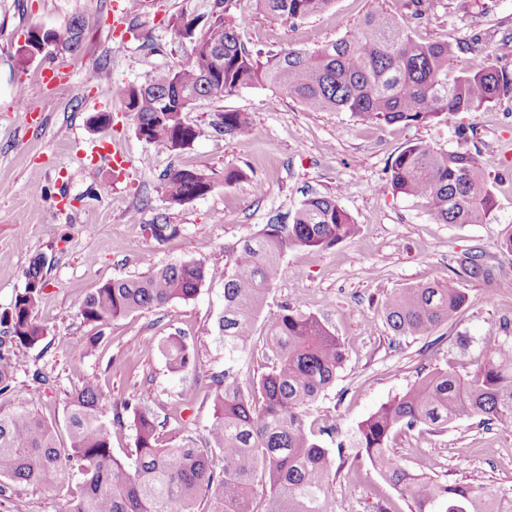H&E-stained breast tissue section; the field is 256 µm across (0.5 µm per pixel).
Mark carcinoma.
I'll list each match as a JSON object with an SVG mask.
<instances>
[{
  "mask_svg": "<svg viewBox=\"0 0 512 512\" xmlns=\"http://www.w3.org/2000/svg\"><path fill=\"white\" fill-rule=\"evenodd\" d=\"M266 12L295 24L328 10L335 0H257ZM434 0H403L402 10L373 9L357 28L314 50L275 54L252 50L238 36L234 0H214L191 59L177 70H160L144 85L123 90L136 134L150 144L180 151L198 137L185 113L200 99H219L255 84L269 85L276 97L295 100L310 112H348L378 126L446 124L456 146L435 150L406 144L387 169L395 194L422 201L437 224H485L497 204L468 130L453 124L462 112L487 110L512 101V68L491 62L474 72L449 77L462 42H424L411 20H422ZM83 22L72 20L46 36L56 52L75 53ZM224 135L249 138L257 125L247 112L218 115ZM209 175L171 167L163 190L171 206L205 196ZM152 237L177 235L169 215L148 225ZM357 232L351 215L336 199L306 198L289 224H266L257 235L224 252V265L183 260L137 278H117L94 288L79 312L101 326L126 315L195 299L201 288L224 284V312L217 323L225 368L208 376L214 412L209 446L188 437L174 446L159 443L157 425L141 401L109 403L93 378L68 395V443L59 445L56 424L30 411L15 396L12 410L0 412V480L39 488L68 486L82 479L68 512H335L336 477L347 459H367L401 494L409 512H512V496L491 494L481 485L438 482L402 466L390 442L402 430H436L465 418L487 426H512V342L487 348L470 376L435 370L359 422L349 439L335 424L315 431L307 416L344 368V345L326 322L286 305L266 322V372L253 388L237 384L235 364L246 353L256 321L279 279L288 250H326ZM45 262L36 258L23 271L25 285L0 313V395L12 392L20 352L44 341L47 327L35 315L44 288ZM462 278L495 279L481 250L458 262L454 275L393 291L382 310L394 336H429L454 323L469 297ZM172 373L196 364L187 343L170 336L159 344ZM132 418L135 454L122 461L112 454L114 425ZM330 443H325L322 436ZM265 506H256L257 488Z\"/></svg>",
  "mask_w": 512,
  "mask_h": 512,
  "instance_id": "1",
  "label": "carcinoma"
}]
</instances>
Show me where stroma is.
Returning <instances> with one entry per match:
<instances>
[{"mask_svg": "<svg viewBox=\"0 0 512 512\" xmlns=\"http://www.w3.org/2000/svg\"><path fill=\"white\" fill-rule=\"evenodd\" d=\"M149 2L117 31L115 0H0V311L24 287L29 263L45 258L46 287L36 315L48 328L41 344L20 353L14 393L0 396V412L21 395L34 413L57 422L59 438H66L67 395L81 378L94 377L108 400L141 399L161 422L164 445L188 436L204 442L213 415L204 383L224 369L216 332L222 283L202 288L196 299L101 327L84 323L80 304L106 281L145 276L179 260L207 261L265 224L289 223L313 193L335 197L358 231L326 250L288 251L264 310L270 316L287 305L317 314L345 345V366L311 419L348 432L427 372L473 374L489 342L512 337V255L497 247L512 229V103L459 117L476 131L472 145L498 201L486 224L434 223L421 201L385 185L388 164L407 143L454 146L445 126L378 127L347 112H310L299 102L275 100L269 87L256 85L197 101L187 119L199 136L175 153L136 135L119 91L183 65L193 41L177 35L173 21L208 15L214 0ZM399 5L335 0L329 10L292 26L258 8L256 0H237L243 16L238 35L247 46L275 53L313 49L353 30L371 9ZM75 17L85 22L77 53L17 66L30 30L61 27ZM414 32L431 42L481 35V44L458 52L456 70L476 71L492 58L512 66V0H438ZM49 65L67 72L68 82L45 88L40 72ZM102 66L106 76L89 81ZM224 111L251 113L260 136H225L215 125ZM100 113L110 115V123L92 126ZM103 141L121 143L124 169L91 162L92 149ZM173 166L206 173L211 191L168 206L161 178ZM230 170L242 176L228 186L224 174ZM59 192L70 201L63 213L50 205ZM162 210L179 233L159 242L148 226ZM475 249L484 251L496 279L490 286L461 280L469 303L457 324L427 337L394 336L381 312L383 296L450 276L458 259ZM173 333L185 336L196 371H168L158 344ZM90 336L99 337L98 346L76 353L75 345ZM38 369L50 374L49 383L34 380ZM391 448L404 467L437 480L512 492V427L464 419L441 432H398ZM78 489L75 483L63 490L15 486L0 496V512H67ZM400 503L369 463H362L355 481L343 474L337 479L336 512H391Z\"/></svg>", "mask_w": 512, "mask_h": 512, "instance_id": "obj_1", "label": "stroma"}]
</instances>
